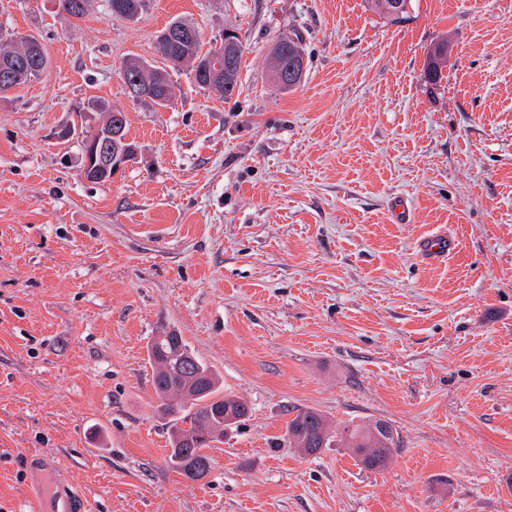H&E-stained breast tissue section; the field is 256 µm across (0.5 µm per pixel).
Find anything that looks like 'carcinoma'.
Returning <instances> with one entry per match:
<instances>
[{
	"label": "carcinoma",
	"mask_w": 512,
	"mask_h": 512,
	"mask_svg": "<svg viewBox=\"0 0 512 512\" xmlns=\"http://www.w3.org/2000/svg\"><path fill=\"white\" fill-rule=\"evenodd\" d=\"M60 12L76 19L90 11L92 0H56ZM149 0H108L115 16L130 22L139 20ZM373 12L397 24L408 17L411 0H367ZM230 38L238 45L237 55L218 77L211 74L212 60L224 55V46L201 51V37L194 24L183 19L172 21L157 38V52L163 65H152L136 56L127 57L122 79L125 87L136 86L147 96L128 97L135 102L149 101L161 108L170 107L176 99V87L169 70L187 68L193 72L200 88L214 90L229 99L237 89L244 46L235 33ZM305 58L304 40L299 31L290 29L278 35L268 54V70L274 85L290 92L302 78L293 76ZM448 62V40L441 39L427 53L426 74L435 84L441 67ZM47 65L43 44L33 35L18 36L0 32V73L10 72L12 78L0 80V95L38 78ZM97 112L106 115L102 125L81 140L84 159L91 160L92 139L112 142V153L121 160L137 155L136 144L128 141L125 113L105 102H93ZM147 355L153 369L152 384L159 401L158 408L169 420V462L172 468L190 481L207 476L210 458L203 452L224 442V434L238 428L251 412L248 404L232 396H223L220 377L195 353L190 344L175 330H163L151 337ZM284 441L305 455H314L331 444L352 449L359 464L368 470L386 465L397 443L392 426L384 420L363 425H346L333 430L327 418L318 410L296 411L286 426Z\"/></svg>",
	"instance_id": "cac0c4a2"
}]
</instances>
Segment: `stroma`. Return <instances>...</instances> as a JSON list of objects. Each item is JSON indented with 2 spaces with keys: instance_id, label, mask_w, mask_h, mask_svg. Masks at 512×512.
Segmentation results:
<instances>
[{
  "instance_id": "stroma-1",
  "label": "stroma",
  "mask_w": 512,
  "mask_h": 512,
  "mask_svg": "<svg viewBox=\"0 0 512 512\" xmlns=\"http://www.w3.org/2000/svg\"><path fill=\"white\" fill-rule=\"evenodd\" d=\"M192 22L246 47L231 99L172 72L170 108L133 102L125 58ZM0 28L48 65L0 97V512H512V0H0ZM298 29L306 75L270 83ZM448 41L438 84L426 53ZM125 112L135 163L80 174L72 113ZM410 217L400 220L397 205ZM449 234L432 263L421 241ZM174 328L251 415L192 482L173 470L145 346ZM382 419L387 466L282 445L296 410ZM107 2L112 15L135 22L147 9L149 0H108ZM411 2V0H368L367 4L373 12L397 24L408 17ZM305 53L303 37L295 29H289L272 41L268 54V70L272 82L280 91L290 92L300 85L306 67L300 77H293V73L300 67ZM50 505L52 512H88L86 500L77 491L65 485H57L50 477Z\"/></svg>"
}]
</instances>
